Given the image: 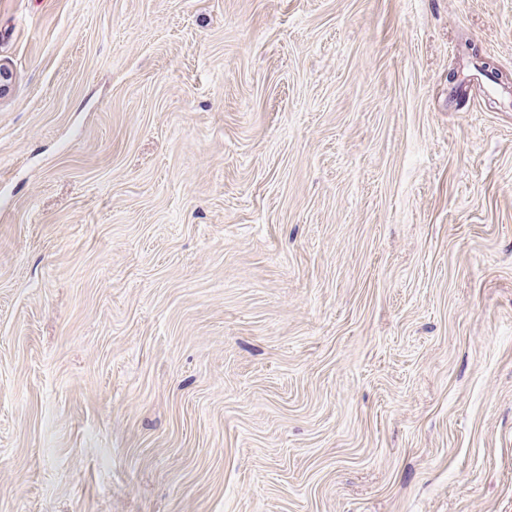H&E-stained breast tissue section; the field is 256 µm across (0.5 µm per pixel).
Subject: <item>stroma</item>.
Segmentation results:
<instances>
[{
    "mask_svg": "<svg viewBox=\"0 0 512 512\" xmlns=\"http://www.w3.org/2000/svg\"><path fill=\"white\" fill-rule=\"evenodd\" d=\"M512 0H0V512H512Z\"/></svg>",
    "mask_w": 512,
    "mask_h": 512,
    "instance_id": "1",
    "label": "stroma"
}]
</instances>
